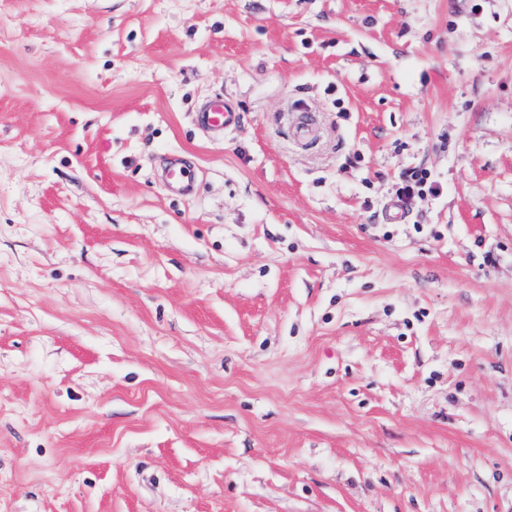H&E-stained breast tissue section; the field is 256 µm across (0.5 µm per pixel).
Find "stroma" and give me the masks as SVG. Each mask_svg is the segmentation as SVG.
<instances>
[{
  "label": "stroma",
  "instance_id": "obj_1",
  "mask_svg": "<svg viewBox=\"0 0 512 512\" xmlns=\"http://www.w3.org/2000/svg\"><path fill=\"white\" fill-rule=\"evenodd\" d=\"M0 512H512V0H0ZM235 106L223 98H213L206 101L197 111L196 118L199 124L214 130H224L231 124L236 116Z\"/></svg>",
  "mask_w": 512,
  "mask_h": 512
}]
</instances>
